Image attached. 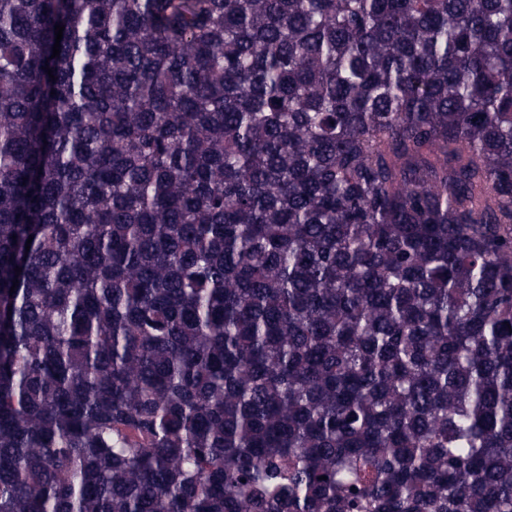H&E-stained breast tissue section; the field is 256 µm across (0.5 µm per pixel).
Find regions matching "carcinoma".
Here are the masks:
<instances>
[{"instance_id": "carcinoma-1", "label": "carcinoma", "mask_w": 512, "mask_h": 512, "mask_svg": "<svg viewBox=\"0 0 512 512\" xmlns=\"http://www.w3.org/2000/svg\"><path fill=\"white\" fill-rule=\"evenodd\" d=\"M0 512H512V0H0Z\"/></svg>"}]
</instances>
